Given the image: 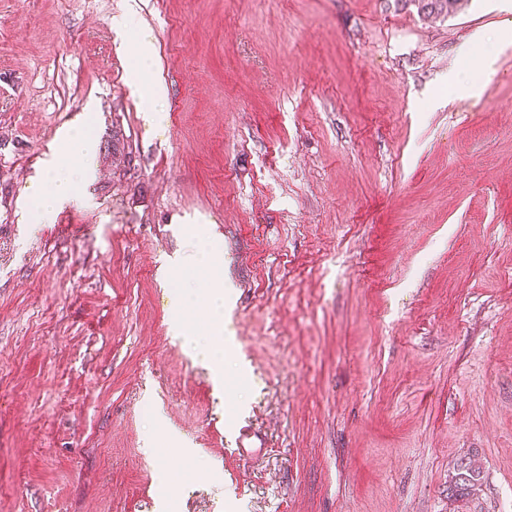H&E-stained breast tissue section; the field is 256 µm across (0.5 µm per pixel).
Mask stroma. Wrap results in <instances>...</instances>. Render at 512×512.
<instances>
[{
    "instance_id": "stroma-1",
    "label": "stroma",
    "mask_w": 512,
    "mask_h": 512,
    "mask_svg": "<svg viewBox=\"0 0 512 512\" xmlns=\"http://www.w3.org/2000/svg\"><path fill=\"white\" fill-rule=\"evenodd\" d=\"M511 29L512 0H0V512H450L468 456L463 512H504ZM76 119L85 178L39 219ZM191 229L243 375L172 329ZM402 6L413 5L421 15L448 17L455 15L462 7L463 0H395ZM156 54L154 38L151 34L142 32L136 39V55L140 63V69L134 74L133 84L140 101L144 104L151 103L164 95V85L160 78H142L141 73L147 72L152 67ZM483 479V472L475 459L462 460L448 480V500L466 504L481 490Z\"/></svg>"
}]
</instances>
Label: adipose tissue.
<instances>
[{
  "label": "adipose tissue",
  "mask_w": 512,
  "mask_h": 512,
  "mask_svg": "<svg viewBox=\"0 0 512 512\" xmlns=\"http://www.w3.org/2000/svg\"><path fill=\"white\" fill-rule=\"evenodd\" d=\"M155 54L153 36L141 33L136 39V55L141 73L134 76L133 84L140 101L147 106V119L152 121L160 117L152 103L164 94V85L160 78L148 79L144 76L145 71L151 68ZM93 150V141L80 131L60 144L61 163L56 164L42 180L33 184L29 191V197L41 216H50L58 207L72 199L75 187L85 176L83 161ZM189 238L194 247L192 262L212 272L208 293L211 328L209 333L203 334L183 324L180 325L179 332L186 337L189 346L197 355L218 366L224 362V349L216 339L217 333L224 330V279L219 273L224 260L208 248L205 239L197 231H190Z\"/></svg>",
  "instance_id": "ef3b65f1"
}]
</instances>
